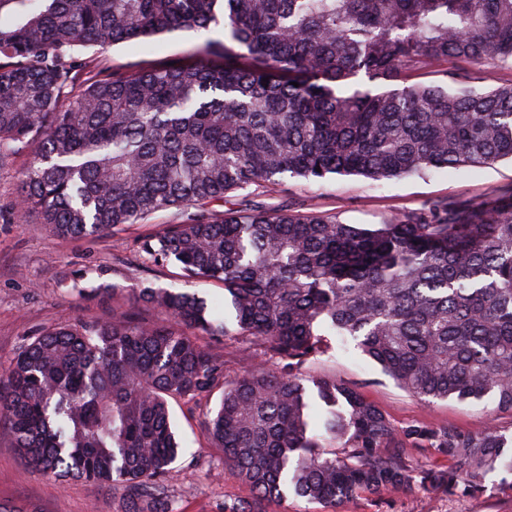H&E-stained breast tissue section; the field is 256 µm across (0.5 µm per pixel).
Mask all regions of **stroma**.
I'll return each mask as SVG.
<instances>
[{"label":"stroma","mask_w":512,"mask_h":512,"mask_svg":"<svg viewBox=\"0 0 512 512\" xmlns=\"http://www.w3.org/2000/svg\"><path fill=\"white\" fill-rule=\"evenodd\" d=\"M198 40L191 32H173L110 48L104 60L115 68L164 65L181 58ZM512 184V162L429 176H409L375 185L360 177L336 176L321 183L290 178L259 199L273 206L313 205L348 224H379L390 214L420 207L436 197L481 199ZM16 185L10 170L0 169V365L8 364L28 338L54 326L110 320L124 311L138 319L154 318L153 310L108 295L111 286L166 288L176 266L155 267L138 250V242L154 233L165 216L147 224L100 236H54L35 218L15 215ZM313 370L360 390L382 407L399 427L448 425L462 431L512 429V414L481 404L454 401L426 406L416 401L360 351L339 350L322 358ZM216 399L176 404L172 413L184 450L174 465L171 488L183 512H214L224 499H246L249 488L225 467L220 449L211 447L204 423ZM0 503L34 508L35 512H122L118 493L78 480L53 482L31 469L9 441L0 439ZM339 512H512V485L492 473L488 489L476 496H451L419 489L359 496Z\"/></svg>","instance_id":"1"}]
</instances>
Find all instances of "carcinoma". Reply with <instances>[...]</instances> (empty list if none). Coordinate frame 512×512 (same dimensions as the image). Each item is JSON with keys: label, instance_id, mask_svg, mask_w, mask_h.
I'll list each match as a JSON object with an SVG mask.
<instances>
[{"label": "carcinoma", "instance_id": "carcinoma-1", "mask_svg": "<svg viewBox=\"0 0 512 512\" xmlns=\"http://www.w3.org/2000/svg\"><path fill=\"white\" fill-rule=\"evenodd\" d=\"M223 24L174 65L113 69L114 45ZM512 0H0V167L22 216L56 236L120 231L150 263L224 286V316L188 288H130L158 311L49 328L0 366V437L37 471L121 491L124 512H177L173 402L220 393L205 428L263 512L293 493L486 491L512 477V431L398 427L357 388L311 371L334 337L425 404L512 413V186L428 199L373 228L229 193L288 178L375 183L512 159ZM435 72L438 83L417 81ZM251 337L280 372L201 338ZM432 448L446 469L408 452ZM461 71L466 74L469 84L478 89L497 86L500 79L512 77L509 69L486 63L466 65Z\"/></svg>", "mask_w": 512, "mask_h": 512}]
</instances>
